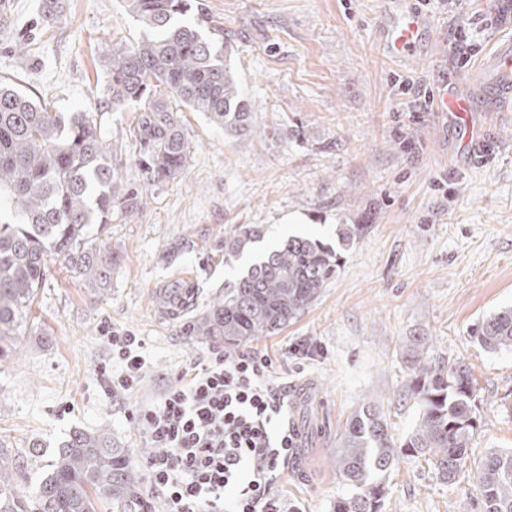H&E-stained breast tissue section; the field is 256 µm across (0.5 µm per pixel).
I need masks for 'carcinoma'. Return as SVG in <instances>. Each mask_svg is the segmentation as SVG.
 Returning <instances> with one entry per match:
<instances>
[{"label":"carcinoma","mask_w":512,"mask_h":512,"mask_svg":"<svg viewBox=\"0 0 512 512\" xmlns=\"http://www.w3.org/2000/svg\"><path fill=\"white\" fill-rule=\"evenodd\" d=\"M140 23L135 46L112 44L106 94L97 111L65 114L0 79V355L10 332L21 327L48 262L59 259L99 288L108 286L117 257L90 236L112 220V202L138 208L135 194L118 196L119 145L102 132V117L131 106L137 164L155 182L187 166L189 143L174 105L202 112L214 124L251 131L250 106L236 80L226 41L209 39L200 21L184 20L202 5L192 0H125ZM260 238L239 225L224 239V253L243 254ZM340 254L318 239L293 236L257 258L231 288L186 327L201 341L235 348L257 336L278 334L320 296L339 266ZM491 350H512V309L500 310L472 329ZM425 339L407 349L413 373L409 391L420 407L411 433L396 440L376 405L351 418L336 452V470L358 493L336 501L334 512H382L385 492L373 478L399 456L420 457L445 481L464 472L477 427V394L470 368L426 362ZM26 460L42 470L33 497L20 494L13 473ZM28 450L18 458L0 448V512H135L139 476L129 450L100 430H75L46 465ZM480 512H512V449L492 450L480 466Z\"/></svg>","instance_id":"carcinoma-1"}]
</instances>
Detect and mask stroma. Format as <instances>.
<instances>
[{"label":"stroma","instance_id":"stroma-1","mask_svg":"<svg viewBox=\"0 0 512 512\" xmlns=\"http://www.w3.org/2000/svg\"><path fill=\"white\" fill-rule=\"evenodd\" d=\"M206 36L231 42L232 67L251 107L252 133L235 135L183 109L190 156L177 178L156 183L136 165L131 109L103 126L122 150V190L140 208L114 204L101 240L120 258L106 291L87 286L59 261L0 358V446L40 448L50 460L76 429L106 428L135 467L151 452L133 413L190 367L204 368L213 344L185 327L247 269L224 260V239L240 224L264 233L253 253L291 236L336 243L341 251L320 297L282 332L225 350L266 355L284 393L313 381L301 410L309 435L299 467L284 466L273 491L292 512H333L348 489L336 451L351 415L367 404L407 436L418 408L408 395L404 348L425 338L431 360L467 364L477 383L479 420L468 469L452 482L402 456L380 475L383 512H477L479 463L512 448V351H489L473 325L512 307V112L483 108L459 116L419 112L413 83L449 86L461 97L495 33V0H430L433 28L419 53L388 57L381 26L391 0H201ZM10 0L0 25V78H11L60 112H91L108 82L113 43L135 44L142 29L124 0ZM474 34L469 62L452 46ZM192 249L171 256L177 243ZM194 300L168 316L160 292L172 284ZM144 339L148 372L139 388L115 392L108 338Z\"/></svg>","mask_w":512,"mask_h":512}]
</instances>
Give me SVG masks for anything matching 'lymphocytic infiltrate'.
<instances>
[{
    "instance_id": "lymphocytic-infiltrate-1",
    "label": "lymphocytic infiltrate",
    "mask_w": 512,
    "mask_h": 512,
    "mask_svg": "<svg viewBox=\"0 0 512 512\" xmlns=\"http://www.w3.org/2000/svg\"><path fill=\"white\" fill-rule=\"evenodd\" d=\"M113 387L130 390L145 375L143 340L109 336ZM266 356L214 353L205 368L142 405L135 422L154 452L144 463L163 512H288L272 484L292 450L284 399Z\"/></svg>"
}]
</instances>
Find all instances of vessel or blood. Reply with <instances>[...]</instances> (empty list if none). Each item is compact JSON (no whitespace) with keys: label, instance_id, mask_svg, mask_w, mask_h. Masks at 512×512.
Masks as SVG:
<instances>
[{"label":"vessel or blood","instance_id":"obj_1","mask_svg":"<svg viewBox=\"0 0 512 512\" xmlns=\"http://www.w3.org/2000/svg\"><path fill=\"white\" fill-rule=\"evenodd\" d=\"M498 35L480 61L474 77L484 101L495 111L512 112V0H499L496 9ZM426 23L415 10L396 4L384 27L383 46L395 58L418 51Z\"/></svg>","mask_w":512,"mask_h":512}]
</instances>
